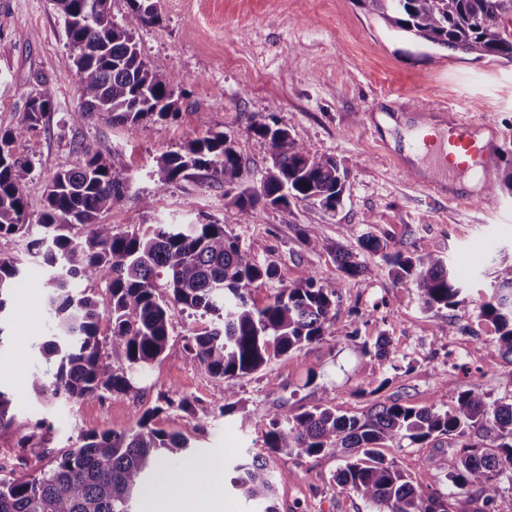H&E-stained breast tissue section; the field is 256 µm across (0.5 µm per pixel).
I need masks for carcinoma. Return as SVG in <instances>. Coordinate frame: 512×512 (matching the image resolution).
Returning a JSON list of instances; mask_svg holds the SVG:
<instances>
[{
	"mask_svg": "<svg viewBox=\"0 0 512 512\" xmlns=\"http://www.w3.org/2000/svg\"><path fill=\"white\" fill-rule=\"evenodd\" d=\"M66 19L70 59L78 76L81 106L74 119L93 112L114 123L148 124L174 118L180 80L144 61L134 30L159 21L147 0H127V24L112 19V0H53ZM367 13L414 38L452 45L484 56L512 59V36L502 20L512 0H358ZM52 110L46 93L31 97L24 123L0 129V235L28 238L27 251L42 259L48 274L43 303L49 311L48 340L39 344L43 362L53 366L52 381L35 369L28 386L37 395L82 402L108 392L140 396V377L166 351L174 312L207 318L208 326L185 337L192 359L217 381L244 377L272 360L319 343L334 325L340 280L303 269L297 280L265 306L251 299L255 284L274 277L270 264L251 259L238 236L222 224H161L150 233L116 232L99 216L130 188L131 177L95 153L59 171L48 184L39 232L28 224L23 186L27 161L13 152L16 141L36 129ZM244 133L263 140L271 161L257 184L246 170L235 141L209 131L156 160L158 189L204 169L216 180L237 186L235 204L243 221L257 206L288 210L296 202L334 211L345 180L331 158L318 159L290 131L252 122ZM487 190L512 196V167L489 179ZM86 228L82 237L73 233ZM360 246L381 259L397 284L413 285L428 310L453 309L464 294L454 269L439 256L395 249L383 251L370 238ZM336 264L346 278L368 273L358 255L340 252ZM23 275L19 259L0 255V313L5 296ZM103 281L105 307L75 282ZM112 324L107 342L99 322ZM479 318L491 323L502 355L512 365V264L497 270L491 299ZM389 336L379 333L359 345L360 354H383ZM123 356L112 363V353ZM13 399L0 389V431L12 428ZM163 412L147 410L138 429L122 434L90 432L66 449L47 470L22 478L0 477V512H133V502L151 473L170 469L188 457L190 444L177 433L153 426ZM448 437L456 447L444 462L448 493L423 490L383 449L428 448ZM261 451L242 458L230 485L260 512H277V476L269 459L297 452L308 457L332 452L343 460L338 486L357 493L375 512H451L456 491L475 487L485 506L497 512L501 484L512 483V401L490 402L473 384L454 405L415 408L393 400L373 404L367 414H337L329 398L292 416L284 410L270 419Z\"/></svg>",
	"mask_w": 512,
	"mask_h": 512,
	"instance_id": "cac0c4a2",
	"label": "carcinoma"
}]
</instances>
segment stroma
<instances>
[{"mask_svg": "<svg viewBox=\"0 0 512 512\" xmlns=\"http://www.w3.org/2000/svg\"><path fill=\"white\" fill-rule=\"evenodd\" d=\"M158 24L136 30L141 54L164 75H178L184 96L177 118L147 126L112 124L95 114L77 122L78 81L69 62L66 20L52 0H0V128L26 117L37 92H49L54 107L44 124L14 145L31 165L24 195L30 223L43 210L45 190L60 170L84 152L109 154L132 177L124 199L101 216L115 231L148 232L158 224L217 223L232 230L249 256L272 264V279L253 288L265 305L291 285L300 269L337 277L338 250L360 252V238L431 253L449 263L466 283L454 309L426 310L413 286L394 285L380 256L366 255L368 276L340 278L341 302L326 340L272 360L243 378L216 382L191 363L185 338L203 319L175 313L169 345L141 386L139 398L106 395L72 404H45L25 377L38 362V345L48 333L40 301L42 267L26 252V240L0 237V254L25 261L27 275L0 314V364H18L22 375L0 374V389L14 399L15 428L0 433V473L33 475L89 432L137 429L145 411L163 397L189 398L191 407L168 409L156 428L187 437L194 463L171 469L154 481L135 512L156 506L178 512L191 493L211 488L215 473L196 464H217L231 472L248 451H256L262 429L280 408L289 414L331 398L339 413L362 415L375 401L396 400L416 408L452 406L458 394L479 384L489 400L512 396L495 333L479 319L492 292L495 268L512 263V197L486 202L485 178L461 171L457 181L466 203L419 186L396 162L406 132L386 128L376 136L368 119L382 112L427 111L442 106L497 134V171L512 165V60L413 41L365 14L354 0H153ZM254 121H273L290 130L318 158H333L346 173L341 205L334 211L302 202L284 211L260 206L241 222L230 188L207 172L156 190L157 158L188 142L221 132L235 141L253 180L269 165L266 147L243 136ZM313 231L303 243L305 231ZM386 332L385 356H363L361 340ZM319 377L307 384L309 368ZM237 410L221 415L219 408ZM250 424H242V414ZM47 422L46 452L20 451L21 432ZM387 457L414 477L440 475L442 448L387 449ZM342 461L328 453L316 458L277 457L282 477L280 512H370L356 493L342 490L334 475Z\"/></svg>", "mask_w": 512, "mask_h": 512, "instance_id": "obj_1", "label": "stroma"}]
</instances>
